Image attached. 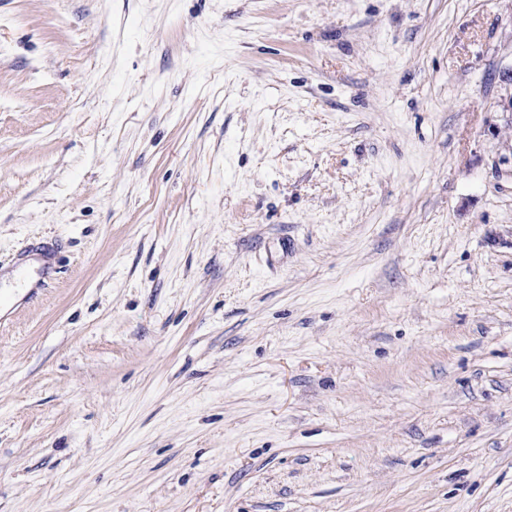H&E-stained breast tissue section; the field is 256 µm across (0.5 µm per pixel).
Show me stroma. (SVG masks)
<instances>
[{
    "label": "stroma",
    "mask_w": 512,
    "mask_h": 512,
    "mask_svg": "<svg viewBox=\"0 0 512 512\" xmlns=\"http://www.w3.org/2000/svg\"><path fill=\"white\" fill-rule=\"evenodd\" d=\"M512 0H0V512H512Z\"/></svg>",
    "instance_id": "35a3bbf8"
}]
</instances>
